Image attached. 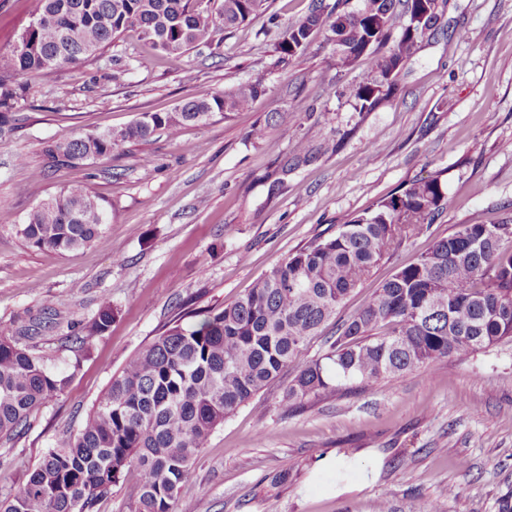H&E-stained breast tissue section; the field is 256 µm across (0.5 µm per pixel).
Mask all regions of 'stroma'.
<instances>
[{
	"label": "stroma",
	"instance_id": "stroma-1",
	"mask_svg": "<svg viewBox=\"0 0 512 512\" xmlns=\"http://www.w3.org/2000/svg\"><path fill=\"white\" fill-rule=\"evenodd\" d=\"M318 3L336 0H266L256 18L189 50L178 70L129 31L99 57L22 77L24 120L0 139V324L20 345L80 368L23 434L0 440V495L78 431L131 353L193 312L233 301L409 181L441 175L443 213L372 271L339 318L457 225L512 223V0H446L392 91L367 112L349 92L371 68L337 67L326 30L279 58L278 41ZM31 8L0 0L1 50L17 42ZM256 80L264 91L246 111L109 160L43 167L47 142ZM260 125L266 137L252 139ZM75 181L111 203L110 224L68 253L27 247L15 225ZM105 294L117 311L111 329L73 348ZM291 376L284 371L210 436L181 490L196 512H378L384 499L391 512L428 502L438 512H498L512 494L511 345L287 414L280 398Z\"/></svg>",
	"mask_w": 512,
	"mask_h": 512
}]
</instances>
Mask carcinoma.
<instances>
[{
    "label": "carcinoma",
    "mask_w": 512,
    "mask_h": 512,
    "mask_svg": "<svg viewBox=\"0 0 512 512\" xmlns=\"http://www.w3.org/2000/svg\"><path fill=\"white\" fill-rule=\"evenodd\" d=\"M264 0H220L200 9L193 0H37L25 49L0 53V138L17 129L19 81L33 72L76 64L129 30L162 52L173 69L192 48L256 15ZM408 22L389 41L398 7ZM438 0H364L333 19L317 11L296 22L279 43L281 58L305 47L310 32L328 27L337 65L369 61L374 78L352 91L359 111L372 109L437 18ZM261 81L226 93L202 90L172 112H143L119 130L80 132L45 146L49 167L110 159L127 144L175 138L188 126L252 106ZM439 176L411 182L335 236L315 239L278 263L241 297L193 323L169 327L134 351L78 433L45 454L0 512H94L97 502L135 470L134 512H185L179 496L210 435L294 362L308 341L336 319L346 298L407 238L442 212ZM109 223L108 205L83 183L41 200L16 225L24 242L59 253L89 245ZM115 317L104 296L86 336H100ZM512 342V223L461 224L448 237L398 268L373 296L336 325L321 356L298 366L283 410L353 388L368 390L451 357ZM72 374L0 329V439H10Z\"/></svg>",
    "instance_id": "obj_1"
}]
</instances>
